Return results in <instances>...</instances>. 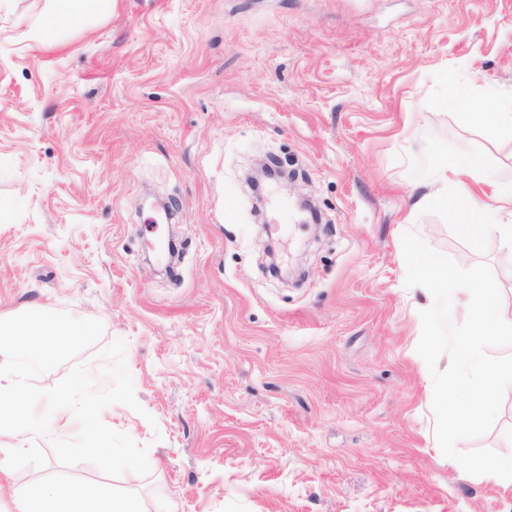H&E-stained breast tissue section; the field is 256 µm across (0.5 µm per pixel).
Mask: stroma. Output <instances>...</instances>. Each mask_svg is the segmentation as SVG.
<instances>
[{"instance_id":"stroma-1","label":"stroma","mask_w":512,"mask_h":512,"mask_svg":"<svg viewBox=\"0 0 512 512\" xmlns=\"http://www.w3.org/2000/svg\"><path fill=\"white\" fill-rule=\"evenodd\" d=\"M47 0L0 5V316L48 306L126 343L139 410L108 427L150 472L66 473L137 493L144 512H512L433 439L417 352L432 299L405 285L416 231L512 297V246L473 241L423 175L483 154L512 180V135L464 121L512 94V0H110L28 37ZM276 155L313 200L268 237L246 177ZM171 202L161 224L146 195ZM182 244L168 271L146 243ZM512 389L459 442L512 452Z\"/></svg>"}]
</instances>
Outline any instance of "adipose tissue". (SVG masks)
<instances>
[{
    "mask_svg": "<svg viewBox=\"0 0 512 512\" xmlns=\"http://www.w3.org/2000/svg\"><path fill=\"white\" fill-rule=\"evenodd\" d=\"M485 159L472 153L450 161L436 157L432 162L430 177L435 181L455 178L457 190L449 208L455 215L460 230L473 240L494 236L512 244V223L503 222V215L512 216V181L498 183L490 197H482L472 191L470 180H482Z\"/></svg>",
    "mask_w": 512,
    "mask_h": 512,
    "instance_id": "ef3b65f1",
    "label": "adipose tissue"
}]
</instances>
